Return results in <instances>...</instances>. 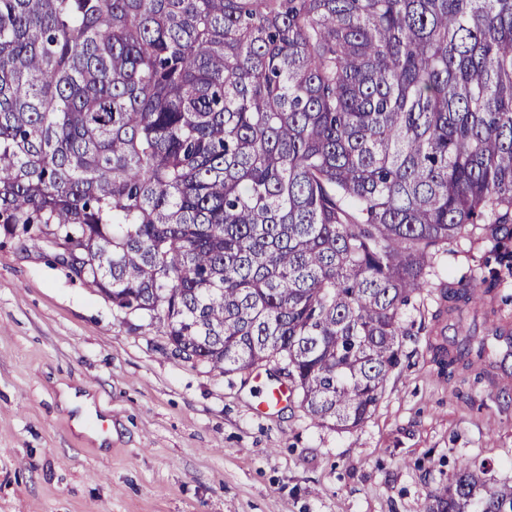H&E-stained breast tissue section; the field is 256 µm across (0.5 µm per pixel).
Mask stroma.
I'll return each instance as SVG.
<instances>
[{
  "mask_svg": "<svg viewBox=\"0 0 512 512\" xmlns=\"http://www.w3.org/2000/svg\"><path fill=\"white\" fill-rule=\"evenodd\" d=\"M454 249L376 410L338 430L264 412L269 372L164 355L149 318L0 233V512H426L459 462L512 481V358L493 385L432 361L440 289L488 260L473 236Z\"/></svg>",
  "mask_w": 512,
  "mask_h": 512,
  "instance_id": "1",
  "label": "stroma"
}]
</instances>
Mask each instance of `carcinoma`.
<instances>
[{
  "mask_svg": "<svg viewBox=\"0 0 512 512\" xmlns=\"http://www.w3.org/2000/svg\"><path fill=\"white\" fill-rule=\"evenodd\" d=\"M480 230L512 274V0H0V231L213 372L288 364L315 421L362 425L436 259ZM440 374L488 338L454 325ZM428 512H512L460 463Z\"/></svg>",
  "mask_w": 512,
  "mask_h": 512,
  "instance_id": "cac0c4a2",
  "label": "carcinoma"
}]
</instances>
